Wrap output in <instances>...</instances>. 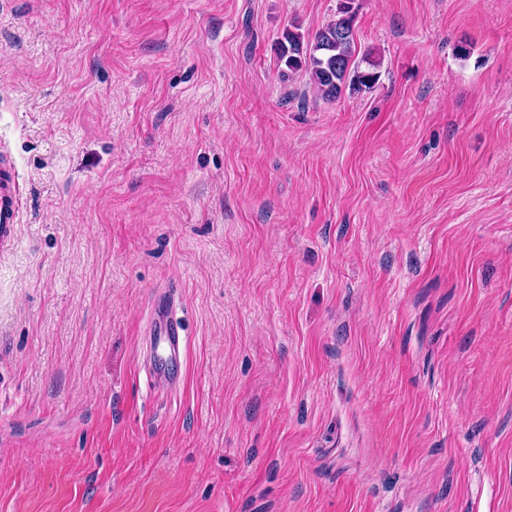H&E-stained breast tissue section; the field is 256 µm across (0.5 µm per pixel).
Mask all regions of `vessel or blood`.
I'll list each match as a JSON object with an SVG mask.
<instances>
[{
    "mask_svg": "<svg viewBox=\"0 0 512 512\" xmlns=\"http://www.w3.org/2000/svg\"><path fill=\"white\" fill-rule=\"evenodd\" d=\"M21 206L18 174L7 157H0V247L16 238ZM153 363L149 371L151 381H160L165 367L179 357L187 344L182 321L176 314L175 296L171 290L153 294L150 302Z\"/></svg>",
    "mask_w": 512,
    "mask_h": 512,
    "instance_id": "vessel-or-blood-1",
    "label": "vessel or blood"
}]
</instances>
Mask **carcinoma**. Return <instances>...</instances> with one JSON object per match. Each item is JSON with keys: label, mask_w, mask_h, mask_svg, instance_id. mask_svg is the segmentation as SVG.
I'll return each mask as SVG.
<instances>
[{"label": "carcinoma", "mask_w": 512, "mask_h": 512, "mask_svg": "<svg viewBox=\"0 0 512 512\" xmlns=\"http://www.w3.org/2000/svg\"><path fill=\"white\" fill-rule=\"evenodd\" d=\"M352 28L353 15L350 6L344 3L339 7L337 19L319 29L305 49L299 33L291 29L284 31L279 41V58L291 71L307 68L314 87L328 99L340 97L349 85L369 87L375 83L377 73L350 70L356 53Z\"/></svg>", "instance_id": "carcinoma-1"}]
</instances>
